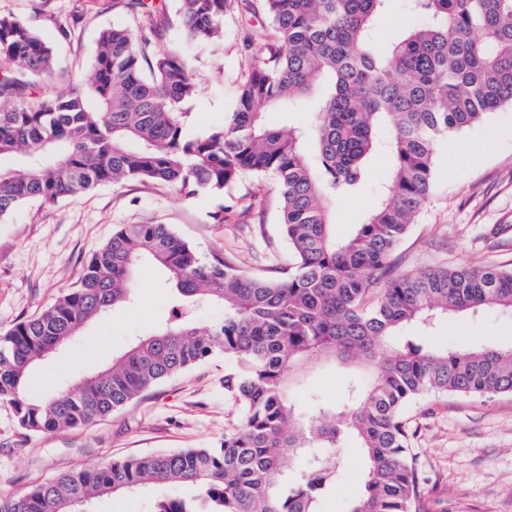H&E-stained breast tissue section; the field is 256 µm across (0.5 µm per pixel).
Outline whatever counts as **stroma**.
I'll return each mask as SVG.
<instances>
[{"label": "stroma", "mask_w": 512, "mask_h": 512, "mask_svg": "<svg viewBox=\"0 0 512 512\" xmlns=\"http://www.w3.org/2000/svg\"><path fill=\"white\" fill-rule=\"evenodd\" d=\"M165 19L152 28L154 50L184 49L198 82V93L184 102L187 137L222 126L248 68L246 40L267 27L261 0H243L225 15L218 41L189 40L178 0H151ZM0 15L21 18L55 49L59 67L39 80L38 90L60 95L92 64L103 30H139L142 20L116 0H0ZM437 148L433 188L394 253L393 274H415L445 264L512 268V106L490 114L479 125L453 134ZM451 140V141H452ZM261 204L248 209L251 198ZM374 202L371 191L335 202L334 231L348 237L363 223ZM238 219L220 223L226 207ZM279 199L272 181L243 178L231 192L198 191L186 197L168 186L125 180L97 187L57 203L17 208L0 221V333L52 305L75 286L84 266L120 224H167L198 250L203 259L219 253L242 269L282 276L290 251L279 224ZM163 272L143 263L136 273L135 301L114 310L49 357L28 379L35 395L52 394L58 384L111 362L135 338L151 334L172 317L173 297ZM440 347L465 350L512 342V315L486 312L445 318L431 330ZM224 358L198 364L147 390L121 411L89 426L30 434L0 406V493L20 494L56 475L103 466L123 457L180 448H205L219 442L237 416L235 400L224 393ZM358 369L324 361L297 378L290 398L299 404L314 397L342 407ZM407 416L411 447L425 479L434 512H512V394L491 398L448 393L412 405ZM342 468L336 489L321 512H345L366 478L367 461L357 439L340 450ZM184 486L97 498L94 512H151L161 496H190Z\"/></svg>", "instance_id": "stroma-1"}]
</instances>
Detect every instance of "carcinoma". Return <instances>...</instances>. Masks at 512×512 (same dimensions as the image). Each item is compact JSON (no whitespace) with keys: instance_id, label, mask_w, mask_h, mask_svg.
Instances as JSON below:
<instances>
[{"instance_id":"cac0c4a2","label":"carcinoma","mask_w":512,"mask_h":512,"mask_svg":"<svg viewBox=\"0 0 512 512\" xmlns=\"http://www.w3.org/2000/svg\"><path fill=\"white\" fill-rule=\"evenodd\" d=\"M389 0H262L271 31L248 39V71L224 126L188 139L181 103L197 84L182 51L154 52L146 34L104 30L85 81L68 94L26 92L54 71L53 47L19 18L0 15V221L19 206L53 204L102 184L141 179L187 196L223 193L241 179L270 177L290 247L288 278L271 279L196 248L167 224H121L87 261L77 285L38 316L0 336V405L29 433L84 427L203 361L224 357L233 426L212 448H182L71 470L24 494L0 496V512H81L91 499L149 485L187 483V500L156 512H319L336 488L335 449L360 440L368 473L346 512H428L410 455L404 407L423 396L512 393V345L439 348L425 331L442 316L512 313V269L437 267L387 280L366 305L412 218L425 206L436 151L448 134L512 104V0H410L425 18L380 52L376 24ZM238 0H180L189 37L210 42ZM124 5L154 24L146 0ZM282 105L315 114L309 127L270 128ZM389 130L387 138L379 137ZM392 161L373 210L346 239L331 206ZM149 259L174 290V320L137 339L112 365L74 389L36 398L27 378L91 320L131 303ZM224 306L199 326L191 311ZM415 326L423 333L391 337ZM336 358L373 370L353 385L347 409L316 399L295 407L294 369Z\"/></svg>"}]
</instances>
